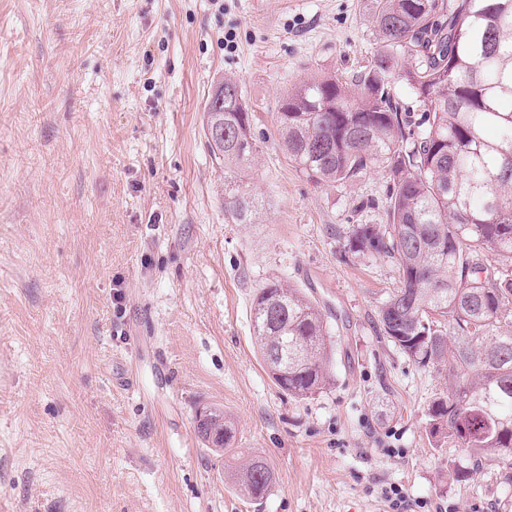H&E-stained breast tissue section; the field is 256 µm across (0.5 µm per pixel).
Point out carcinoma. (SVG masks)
I'll use <instances>...</instances> for the list:
<instances>
[{
    "label": "carcinoma",
    "instance_id": "1",
    "mask_svg": "<svg viewBox=\"0 0 512 512\" xmlns=\"http://www.w3.org/2000/svg\"><path fill=\"white\" fill-rule=\"evenodd\" d=\"M371 22L383 41L371 66L289 89L280 136L314 179L385 173L388 224L340 230L344 257L397 263L400 285L379 310L378 332L416 364L448 371V393L429 408L431 433L475 457H511L512 330L501 324L512 306V0H373ZM393 78L422 103L418 121L390 92ZM217 90L205 111H220L224 135L205 128L207 147L224 173L242 178L259 153L252 113L236 80ZM224 212L255 224L259 200L239 186ZM252 326L267 365L283 347L304 346L271 374L282 393L305 398L330 384L327 321L302 289L265 284ZM237 482L260 500L272 471L253 459Z\"/></svg>",
    "mask_w": 512,
    "mask_h": 512
}]
</instances>
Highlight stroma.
I'll return each mask as SVG.
<instances>
[{"label":"stroma","mask_w":512,"mask_h":512,"mask_svg":"<svg viewBox=\"0 0 512 512\" xmlns=\"http://www.w3.org/2000/svg\"><path fill=\"white\" fill-rule=\"evenodd\" d=\"M371 0H0V512H512V466L434 437L448 374L377 331L393 259L343 260L385 224L386 178L309 177L278 135L304 79L382 48ZM232 35L234 50L224 47ZM235 78L260 152L256 224L224 214L203 110ZM375 208H365L367 200ZM282 280L315 299L332 383L279 392L251 308ZM216 404L219 455L197 434ZM268 461L253 501L237 465ZM469 479H460V471Z\"/></svg>","instance_id":"35a3bbf8"}]
</instances>
